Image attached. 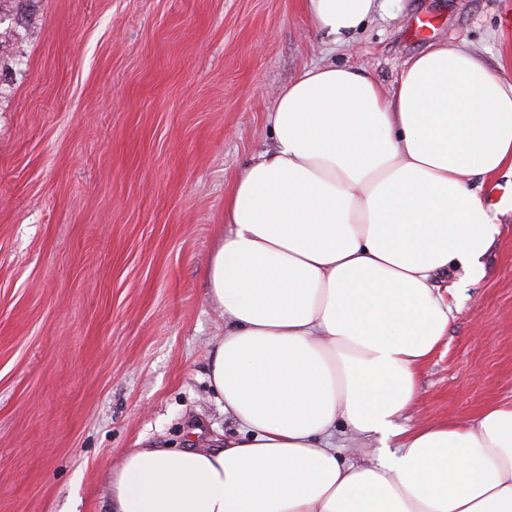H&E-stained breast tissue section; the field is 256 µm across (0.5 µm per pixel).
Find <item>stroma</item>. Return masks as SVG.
<instances>
[{
	"instance_id": "35a3bbf8",
	"label": "stroma",
	"mask_w": 512,
	"mask_h": 512,
	"mask_svg": "<svg viewBox=\"0 0 512 512\" xmlns=\"http://www.w3.org/2000/svg\"><path fill=\"white\" fill-rule=\"evenodd\" d=\"M0 21V512H105L138 440L235 431L207 383L224 320L204 277L281 87L321 62L388 87L450 39L512 54V0H386L337 44L300 0H32L20 19L0 0ZM480 196L500 233L481 279L450 278L421 420L512 400V176Z\"/></svg>"
}]
</instances>
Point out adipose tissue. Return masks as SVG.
Segmentation results:
<instances>
[{"label": "adipose tissue", "instance_id": "adipose-tissue-1", "mask_svg": "<svg viewBox=\"0 0 512 512\" xmlns=\"http://www.w3.org/2000/svg\"><path fill=\"white\" fill-rule=\"evenodd\" d=\"M301 5L332 38L383 8ZM269 123L206 271L224 317L208 384L236 434L130 450L107 512H512V403L405 424L448 334V276L482 278L499 233L476 185L512 175V77L463 39L388 89L319 63L278 90Z\"/></svg>", "mask_w": 512, "mask_h": 512}]
</instances>
